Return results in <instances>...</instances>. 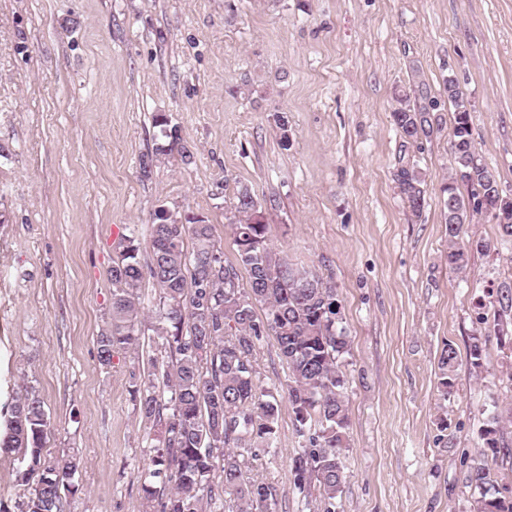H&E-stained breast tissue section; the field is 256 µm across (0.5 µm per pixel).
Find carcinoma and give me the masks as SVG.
Returning a JSON list of instances; mask_svg holds the SVG:
<instances>
[{"instance_id": "1", "label": "carcinoma", "mask_w": 512, "mask_h": 512, "mask_svg": "<svg viewBox=\"0 0 512 512\" xmlns=\"http://www.w3.org/2000/svg\"><path fill=\"white\" fill-rule=\"evenodd\" d=\"M454 108L450 140L452 171L444 188L448 224V268L463 272L474 253L489 255L512 240V223L499 224L500 238L465 237V221L475 214L491 219L512 212V195L499 188L496 174L485 166L472 138L470 104L454 79L445 83ZM437 102L417 84L402 94L391 113L402 137L401 151L434 133ZM168 143L140 160V174L151 175L159 155L178 152L188 165L193 154L177 132L165 130L167 119L155 118ZM396 180L409 211L418 216L425 204V179L417 164L399 157ZM259 203L241 186L230 202L229 224L236 245V263H227L213 236V226L189 217L183 224L167 222L165 212L150 225L151 251L140 257L128 237L108 269L112 303L107 327L96 336L97 356L112 366L120 352L144 347L143 289L149 284L156 299L154 336L161 359L148 361L147 374L131 373L130 396L147 429L149 466L140 475L143 512H274L273 487L246 481L243 472L258 453L273 448L278 420L275 396L259 383L253 353L265 336L276 338L288 368L285 392L303 449L291 459L293 488L315 497L320 512H336L345 477L343 456L348 447L350 418L347 380L342 358L348 336L339 326L336 288L318 273L288 262L273 246L268 225L253 222ZM249 288L239 286V269ZM496 294L499 315L512 314V284L489 289ZM261 306L264 317L256 314ZM487 339L471 337V364H482ZM457 349L444 345L438 358L442 395L455 385ZM482 431L483 448L470 459L468 481L479 489V512H512V501L488 497L495 488L492 465L512 457V445L500 429L512 426V408L496 412ZM50 426L37 387L24 381L0 429V452L21 453L15 481L22 494L14 502L0 499V512H71L80 492L74 456L49 459L44 454Z\"/></svg>"}]
</instances>
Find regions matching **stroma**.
<instances>
[{"label":"stroma","instance_id":"1","mask_svg":"<svg viewBox=\"0 0 512 512\" xmlns=\"http://www.w3.org/2000/svg\"><path fill=\"white\" fill-rule=\"evenodd\" d=\"M450 78L482 163L512 194V0H0V413L21 378L38 388L46 453L83 463L71 512H142L138 361L121 353L105 368L96 350L123 237L148 255L166 209L213 225L235 262L236 183L289 262L339 295L350 428L338 512H474L465 460L495 408L512 406V337L493 338L499 305L486 294L512 280V242L472 256L463 277L445 261ZM416 81L440 102L438 132L414 152L427 183L418 218L397 189L391 119ZM276 112L288 115L286 151ZM159 115L194 158L170 155L145 179ZM486 334L473 366L470 339ZM448 342L458 367L444 399ZM255 364L278 422L250 475L274 488L276 512H310L292 490L301 440L275 337ZM458 365L457 349L451 344L446 343L441 350L438 358L439 385L442 395L448 396V392L455 385V370Z\"/></svg>","mask_w":512,"mask_h":512}]
</instances>
